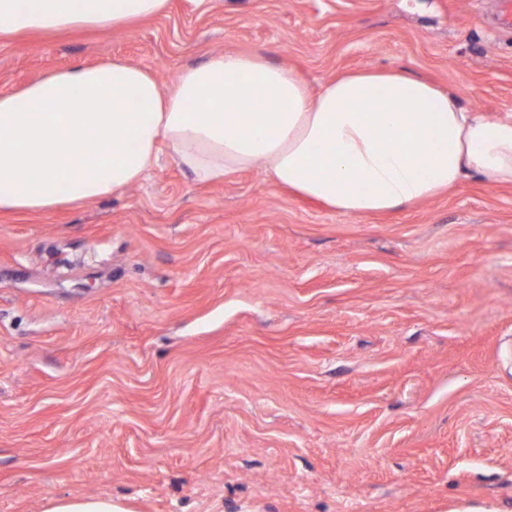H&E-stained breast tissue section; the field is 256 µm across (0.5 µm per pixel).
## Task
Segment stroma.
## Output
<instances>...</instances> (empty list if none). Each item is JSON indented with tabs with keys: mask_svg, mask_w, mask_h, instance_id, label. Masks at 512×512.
<instances>
[{
	"mask_svg": "<svg viewBox=\"0 0 512 512\" xmlns=\"http://www.w3.org/2000/svg\"><path fill=\"white\" fill-rule=\"evenodd\" d=\"M498 0H170L0 40V94L224 52L310 90L397 69L512 114ZM512 512V185L341 215L161 156L122 193L0 213V512ZM44 512H127L112 498H59L48 502Z\"/></svg>",
	"mask_w": 512,
	"mask_h": 512,
	"instance_id": "1",
	"label": "stroma"
}]
</instances>
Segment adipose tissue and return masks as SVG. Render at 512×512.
<instances>
[{
  "mask_svg": "<svg viewBox=\"0 0 512 512\" xmlns=\"http://www.w3.org/2000/svg\"><path fill=\"white\" fill-rule=\"evenodd\" d=\"M169 0H0V39L125 28ZM166 143L195 180L258 169L344 215L434 198L473 174L512 185V115L487 118L453 91L400 71L344 72L310 91L262 54L224 52L166 90L115 58L0 94V211L121 193Z\"/></svg>",
  "mask_w": 512,
  "mask_h": 512,
  "instance_id": "ef3b65f1",
  "label": "adipose tissue"
}]
</instances>
